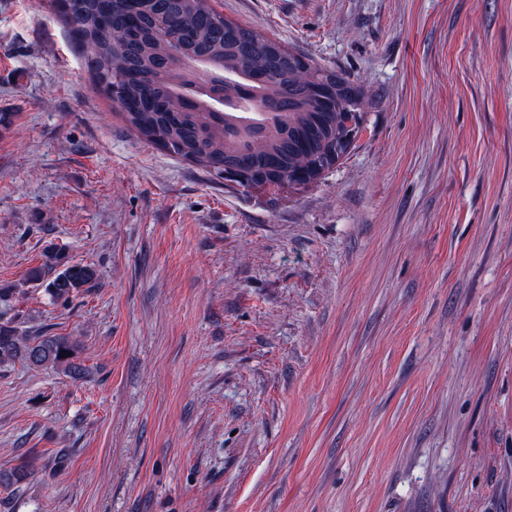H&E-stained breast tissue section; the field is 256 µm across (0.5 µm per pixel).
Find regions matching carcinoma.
<instances>
[{
	"label": "carcinoma",
	"mask_w": 512,
	"mask_h": 512,
	"mask_svg": "<svg viewBox=\"0 0 512 512\" xmlns=\"http://www.w3.org/2000/svg\"><path fill=\"white\" fill-rule=\"evenodd\" d=\"M86 66L147 143L221 176L253 184L321 174L346 154L363 123L361 91L344 74L304 66L279 41L224 19L209 0H55ZM97 279L53 250L24 283L69 301ZM22 289L0 288V364L52 365L75 378L79 345L41 330L23 336L7 317Z\"/></svg>",
	"instance_id": "obj_1"
}]
</instances>
